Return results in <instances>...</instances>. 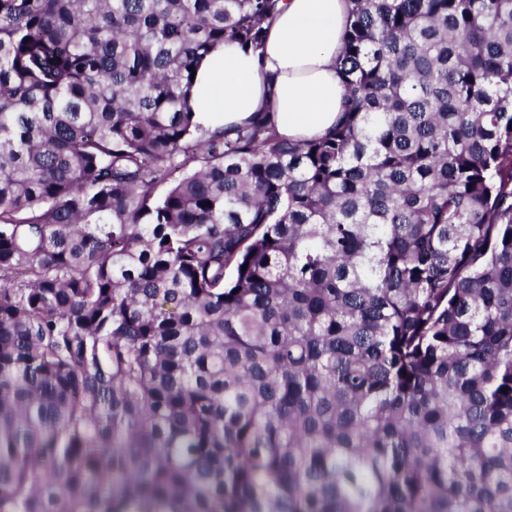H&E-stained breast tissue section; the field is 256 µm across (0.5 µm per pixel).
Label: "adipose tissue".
Listing matches in <instances>:
<instances>
[{
    "instance_id": "obj_1",
    "label": "adipose tissue",
    "mask_w": 512,
    "mask_h": 512,
    "mask_svg": "<svg viewBox=\"0 0 512 512\" xmlns=\"http://www.w3.org/2000/svg\"><path fill=\"white\" fill-rule=\"evenodd\" d=\"M280 4L263 54L232 45L203 60L194 100L204 128L230 132L268 108L281 136L302 140L322 136L339 119V55L350 0Z\"/></svg>"
}]
</instances>
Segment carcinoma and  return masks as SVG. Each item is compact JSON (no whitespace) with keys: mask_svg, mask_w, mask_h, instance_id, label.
<instances>
[{"mask_svg":"<svg viewBox=\"0 0 512 512\" xmlns=\"http://www.w3.org/2000/svg\"><path fill=\"white\" fill-rule=\"evenodd\" d=\"M351 2L290 142L279 0H0V512H512V0ZM262 57L224 46L197 73L196 112L205 129L231 132L270 108L278 133L293 140L322 136L341 116L339 55L349 0H280Z\"/></svg>","mask_w":512,"mask_h":512,"instance_id":"obj_1","label":"carcinoma"}]
</instances>
